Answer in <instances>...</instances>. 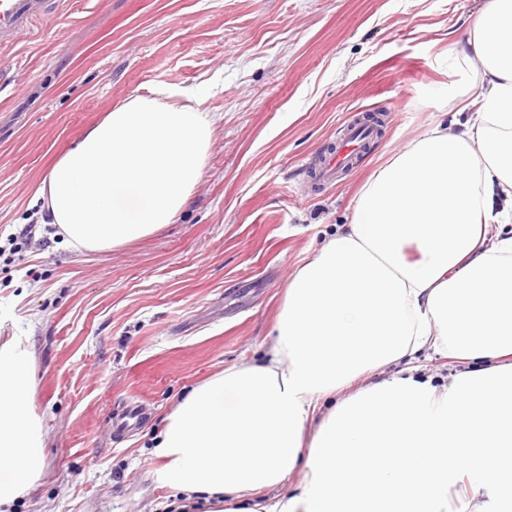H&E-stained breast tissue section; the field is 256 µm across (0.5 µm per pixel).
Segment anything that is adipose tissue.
Returning a JSON list of instances; mask_svg holds the SVG:
<instances>
[{
	"instance_id": "adipose-tissue-1",
	"label": "adipose tissue",
	"mask_w": 512,
	"mask_h": 512,
	"mask_svg": "<svg viewBox=\"0 0 512 512\" xmlns=\"http://www.w3.org/2000/svg\"><path fill=\"white\" fill-rule=\"evenodd\" d=\"M449 62L455 124L414 136L364 184L350 223L288 280L264 358L167 416L154 454L184 504L261 491L254 512H446L470 478L512 512V214L494 203L512 201V0H484ZM222 119L193 88L130 97L36 196L73 247L146 236L189 203ZM427 347L467 370L434 386L413 363ZM33 386L29 345L1 342L0 506L43 472Z\"/></svg>"
}]
</instances>
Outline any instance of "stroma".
I'll list each match as a JSON object with an SVG mask.
<instances>
[{"instance_id":"35a3bbf8","label":"stroma","mask_w":512,"mask_h":512,"mask_svg":"<svg viewBox=\"0 0 512 512\" xmlns=\"http://www.w3.org/2000/svg\"><path fill=\"white\" fill-rule=\"evenodd\" d=\"M483 0H57L0 46V336L28 339L47 432L8 512H172L151 442L192 388L271 346L285 285L395 148L443 121L448 53ZM205 87L220 112L174 223L71 248L34 192L115 103ZM382 120L329 183L312 167L357 115ZM37 224L45 246L19 239Z\"/></svg>"}]
</instances>
